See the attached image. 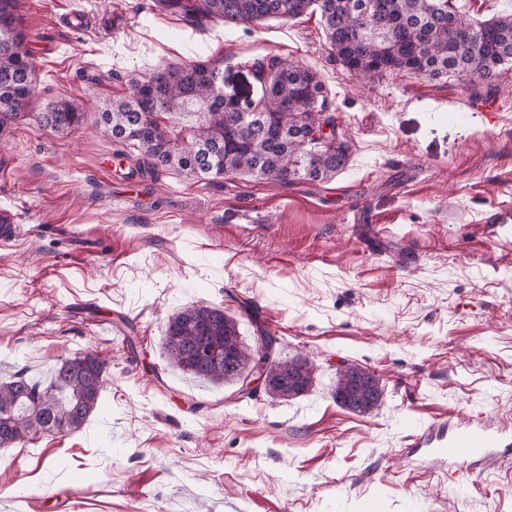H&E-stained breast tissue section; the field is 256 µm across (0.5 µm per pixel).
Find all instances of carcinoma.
<instances>
[{
    "label": "carcinoma",
    "mask_w": 512,
    "mask_h": 512,
    "mask_svg": "<svg viewBox=\"0 0 512 512\" xmlns=\"http://www.w3.org/2000/svg\"><path fill=\"white\" fill-rule=\"evenodd\" d=\"M20 0H0V127L28 116L56 135L79 128L83 102L60 98L30 111L37 74ZM191 25L220 19L247 26L319 11L336 60L352 75L375 80L402 70L433 80L493 83L512 63V10L483 22L461 16L452 0H159ZM250 72L262 97L244 106L224 99V63L198 60L135 75L129 91L102 102L95 127L120 146L116 156L143 157L140 171L174 170L191 180L248 176L271 183L328 181L342 171L351 146L335 127L321 75L286 61L253 60ZM164 352L171 365L214 384L252 371L257 349L240 340L237 322L216 307H187L169 317ZM104 362L92 354L61 360L44 382L18 376L0 384V447L40 432L66 434L97 409ZM268 393L296 397L310 389L314 367L296 358L272 366ZM336 403L362 416L379 407V380L351 365L337 373Z\"/></svg>",
    "instance_id": "obj_1"
}]
</instances>
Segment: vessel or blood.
I'll return each instance as SVG.
<instances>
[{
	"mask_svg": "<svg viewBox=\"0 0 512 512\" xmlns=\"http://www.w3.org/2000/svg\"><path fill=\"white\" fill-rule=\"evenodd\" d=\"M506 444L502 434L468 420L450 426L429 427L418 432L411 449L441 459H477L488 456L493 449L505 447Z\"/></svg>",
	"mask_w": 512,
	"mask_h": 512,
	"instance_id": "b4317fda",
	"label": "vessel or blood"
}]
</instances>
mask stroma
<instances>
[{
	"mask_svg": "<svg viewBox=\"0 0 512 512\" xmlns=\"http://www.w3.org/2000/svg\"><path fill=\"white\" fill-rule=\"evenodd\" d=\"M89 23L64 27L70 9ZM38 104L95 111L129 78L198 58L259 100L256 59L318 71L351 146L328 182L154 178L111 138L0 128V381L104 359L77 431L0 448V512H512V455L421 460L419 430L463 418L512 434V67L490 85L357 80L318 12L186 25L155 0H20ZM223 308L252 345L315 365L303 396L239 395L172 369L171 315ZM383 391L370 416L333 397L343 365ZM470 470L449 479V467Z\"/></svg>",
	"mask_w": 512,
	"mask_h": 512,
	"instance_id": "35a3bbf8",
	"label": "stroma"
}]
</instances>
